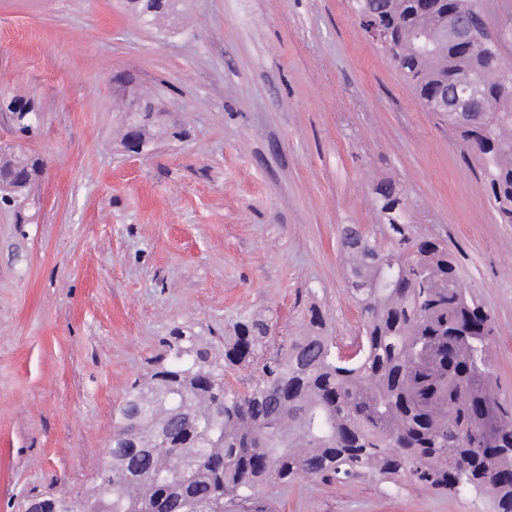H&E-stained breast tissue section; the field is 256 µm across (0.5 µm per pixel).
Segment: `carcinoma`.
<instances>
[{"instance_id": "obj_1", "label": "carcinoma", "mask_w": 512, "mask_h": 512, "mask_svg": "<svg viewBox=\"0 0 512 512\" xmlns=\"http://www.w3.org/2000/svg\"><path fill=\"white\" fill-rule=\"evenodd\" d=\"M138 0V15L153 24L170 12ZM360 25L399 34L429 32L434 49L409 47L391 56L422 105L453 98L458 82L475 80L494 101L493 111L439 112L479 168L499 219L512 224V61L501 47L512 36L467 53L440 36L442 13L484 15L483 0H352ZM10 112L15 131H38L33 106ZM43 160L0 151V190L22 193ZM388 244L348 224L341 249L351 295L362 320V350L351 362L336 357L319 310L309 333L265 358L262 375L244 392L224 381V369L249 361L268 343L264 320L236 325L229 346L175 328L130 384L113 419L128 443L112 446L95 481L81 495H35L25 512H247L272 484L301 477L326 481L400 480L444 493L478 489L492 495L495 512H512V398L495 388L491 315L465 285L448 245L414 238L396 213L404 208L392 185L375 189ZM223 418H211V408ZM201 454L188 471L171 467V451ZM459 491H453L454 486Z\"/></svg>"}]
</instances>
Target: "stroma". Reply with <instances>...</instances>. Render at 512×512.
<instances>
[{
  "label": "stroma",
  "instance_id": "1",
  "mask_svg": "<svg viewBox=\"0 0 512 512\" xmlns=\"http://www.w3.org/2000/svg\"><path fill=\"white\" fill-rule=\"evenodd\" d=\"M157 117L128 151L124 81ZM34 100L43 173L0 204V512L91 486L113 413L171 329L226 341L259 314L270 348L318 309L361 334L339 244L380 235L392 182L415 236L447 241L493 317L512 394V224L456 135L420 105L347 0H0V93ZM266 512H492L407 482L264 489Z\"/></svg>",
  "mask_w": 512,
  "mask_h": 512
}]
</instances>
